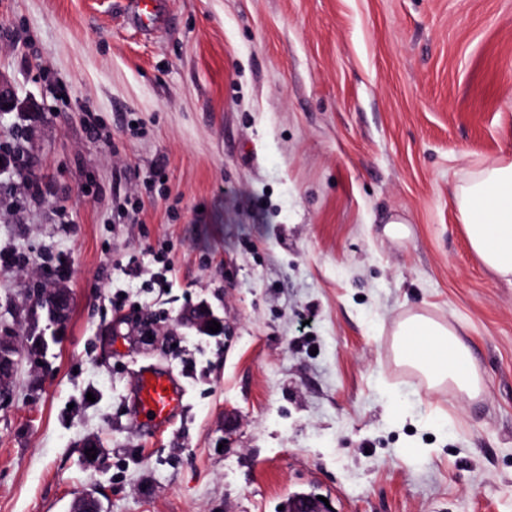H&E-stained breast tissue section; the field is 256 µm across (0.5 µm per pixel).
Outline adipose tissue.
<instances>
[{"instance_id": "1", "label": "adipose tissue", "mask_w": 512, "mask_h": 512, "mask_svg": "<svg viewBox=\"0 0 512 512\" xmlns=\"http://www.w3.org/2000/svg\"><path fill=\"white\" fill-rule=\"evenodd\" d=\"M455 200L472 252L498 277L512 281V158L472 172L456 187ZM392 348L428 388H446L468 400L484 391L472 352L452 326L421 313L408 315L396 326Z\"/></svg>"}]
</instances>
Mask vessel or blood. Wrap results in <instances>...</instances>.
<instances>
[{"label":"vessel or blood","mask_w":512,"mask_h":512,"mask_svg":"<svg viewBox=\"0 0 512 512\" xmlns=\"http://www.w3.org/2000/svg\"><path fill=\"white\" fill-rule=\"evenodd\" d=\"M118 13L129 23L151 34L163 27L166 0H114ZM186 392L172 372L143 366L137 371L132 390L136 421L146 428H164L171 424L184 406Z\"/></svg>","instance_id":"b4317fda"}]
</instances>
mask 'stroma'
I'll return each mask as SVG.
<instances>
[{"label":"stroma","mask_w":512,"mask_h":512,"mask_svg":"<svg viewBox=\"0 0 512 512\" xmlns=\"http://www.w3.org/2000/svg\"><path fill=\"white\" fill-rule=\"evenodd\" d=\"M167 12L143 36L112 0H0V77L36 103L0 115V512H512V283L452 194L512 154V0ZM52 284L59 327L31 318ZM201 305L225 333L186 322ZM411 313L464 331L481 400L397 363ZM149 364L188 390L164 431L131 412ZM57 292L50 298L46 305L49 319L57 324L64 323L67 320L70 297L64 288H56ZM16 345L12 336H0V384L10 381L17 360Z\"/></svg>","instance_id":"35a3bbf8"}]
</instances>
